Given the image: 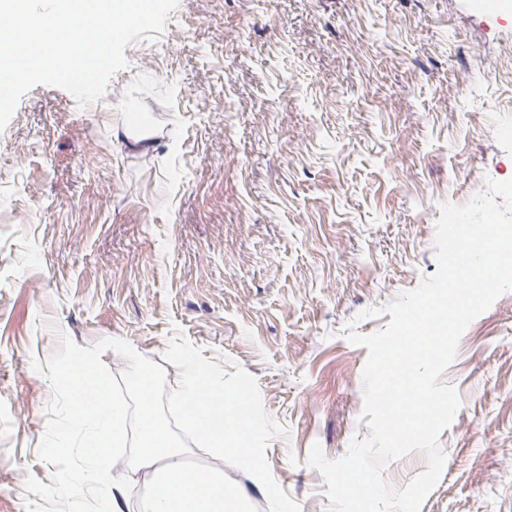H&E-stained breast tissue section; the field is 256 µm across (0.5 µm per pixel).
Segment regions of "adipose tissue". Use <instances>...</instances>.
<instances>
[{
	"label": "adipose tissue",
	"instance_id": "adipose-tissue-1",
	"mask_svg": "<svg viewBox=\"0 0 512 512\" xmlns=\"http://www.w3.org/2000/svg\"><path fill=\"white\" fill-rule=\"evenodd\" d=\"M112 355L125 361L137 394L140 445L136 465L154 476L152 512H248L246 495L225 482L223 469L203 474L187 464L183 449L169 437L157 413L150 373L121 346H113Z\"/></svg>",
	"mask_w": 512,
	"mask_h": 512
}]
</instances>
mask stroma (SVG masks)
I'll return each instance as SVG.
<instances>
[{
	"mask_svg": "<svg viewBox=\"0 0 512 512\" xmlns=\"http://www.w3.org/2000/svg\"><path fill=\"white\" fill-rule=\"evenodd\" d=\"M81 106L38 85L0 129V512H29L47 363L119 338L167 375L176 333L234 360L288 434L267 463L327 512L359 417L361 319L436 272L442 204L512 179V0H178ZM462 405L421 512H512V292L462 334Z\"/></svg>",
	"mask_w": 512,
	"mask_h": 512,
	"instance_id": "1",
	"label": "stroma"
}]
</instances>
